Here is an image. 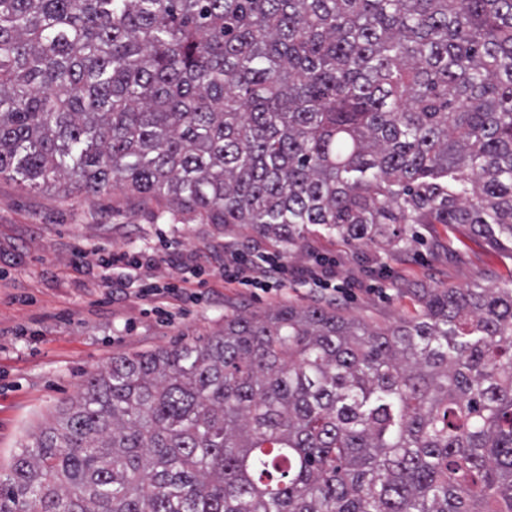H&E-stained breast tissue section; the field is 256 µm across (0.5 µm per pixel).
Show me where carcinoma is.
Wrapping results in <instances>:
<instances>
[{"instance_id": "cac0c4a2", "label": "carcinoma", "mask_w": 512, "mask_h": 512, "mask_svg": "<svg viewBox=\"0 0 512 512\" xmlns=\"http://www.w3.org/2000/svg\"><path fill=\"white\" fill-rule=\"evenodd\" d=\"M0 175L288 247L512 244V0H0ZM413 293L112 358L0 512H512V278Z\"/></svg>"}]
</instances>
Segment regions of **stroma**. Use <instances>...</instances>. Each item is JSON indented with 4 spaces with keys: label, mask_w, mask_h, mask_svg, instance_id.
I'll return each mask as SVG.
<instances>
[{
    "label": "stroma",
    "mask_w": 512,
    "mask_h": 512,
    "mask_svg": "<svg viewBox=\"0 0 512 512\" xmlns=\"http://www.w3.org/2000/svg\"><path fill=\"white\" fill-rule=\"evenodd\" d=\"M416 230L417 240L400 251L309 234L282 251L298 275L277 293L228 288L215 273L205 286L208 300L184 304L165 319L140 299L141 281L177 278L194 287L196 256H220L227 242L254 240L250 225L205 224L169 213L166 201L112 191L94 197L33 191L0 176V468L44 416L112 357L209 336L243 309L312 303L324 289L301 272L317 255L335 259L347 312L371 324L417 313L406 285L460 288L512 277V252L466 228ZM111 249L150 253L154 262L117 283L94 257Z\"/></svg>",
    "instance_id": "35a3bbf8"
}]
</instances>
